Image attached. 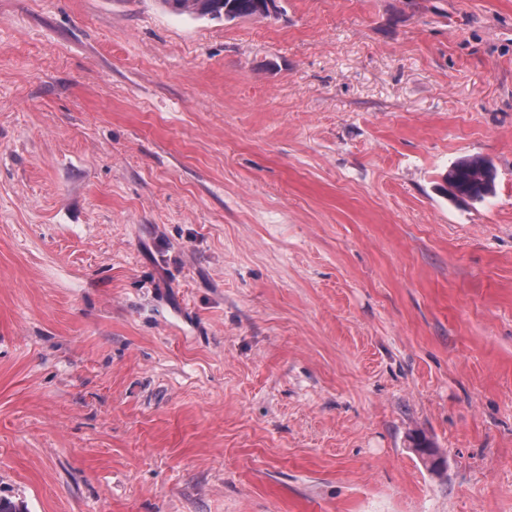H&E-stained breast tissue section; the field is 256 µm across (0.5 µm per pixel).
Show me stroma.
<instances>
[{
	"label": "stroma",
	"instance_id": "35a3bbf8",
	"mask_svg": "<svg viewBox=\"0 0 512 512\" xmlns=\"http://www.w3.org/2000/svg\"><path fill=\"white\" fill-rule=\"evenodd\" d=\"M283 5L0 0L27 512H512V0ZM174 11L190 17L221 18L233 21L243 18H268L267 0H161ZM497 172L493 164L479 155L456 161L444 176L446 194L455 201L482 202L495 189Z\"/></svg>",
	"mask_w": 512,
	"mask_h": 512
}]
</instances>
